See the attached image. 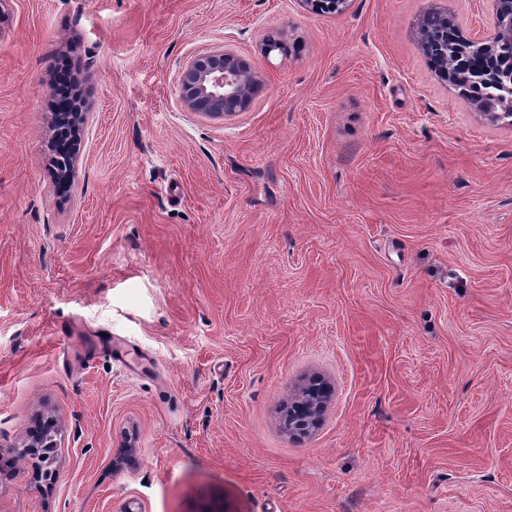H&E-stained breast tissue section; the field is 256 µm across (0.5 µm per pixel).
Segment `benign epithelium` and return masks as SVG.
Here are the masks:
<instances>
[{
    "label": "benign epithelium",
    "instance_id": "1",
    "mask_svg": "<svg viewBox=\"0 0 512 512\" xmlns=\"http://www.w3.org/2000/svg\"><path fill=\"white\" fill-rule=\"evenodd\" d=\"M313 12L342 14L349 0H299ZM491 4L492 30L485 35L465 39V46L457 44L458 24L446 9L429 11L440 22L435 34H427L419 24L418 35L422 51L435 58V66L442 72L458 71L457 79L465 84L503 85L512 81V75L500 72L494 65L502 47L501 39L512 34V0H487ZM475 54L485 61L480 70L468 67L465 56ZM262 86V79L252 65L240 55L231 52H213L192 60L182 71L180 99L183 105L214 119H226L251 108L254 96ZM476 111L492 124L512 127V94L493 100L471 97ZM59 123L72 128L74 139H81L86 113L58 112ZM331 387L323 382L309 385L307 393L288 408L286 430L294 436H308L318 427Z\"/></svg>",
    "mask_w": 512,
    "mask_h": 512
}]
</instances>
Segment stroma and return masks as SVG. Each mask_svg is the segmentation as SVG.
I'll return each mask as SVG.
<instances>
[{
  "instance_id": "1",
  "label": "stroma",
  "mask_w": 512,
  "mask_h": 512,
  "mask_svg": "<svg viewBox=\"0 0 512 512\" xmlns=\"http://www.w3.org/2000/svg\"><path fill=\"white\" fill-rule=\"evenodd\" d=\"M430 5L5 0L0 512H512V127L436 75ZM224 50L264 92L185 109L182 71ZM314 376L333 396L295 438Z\"/></svg>"
}]
</instances>
